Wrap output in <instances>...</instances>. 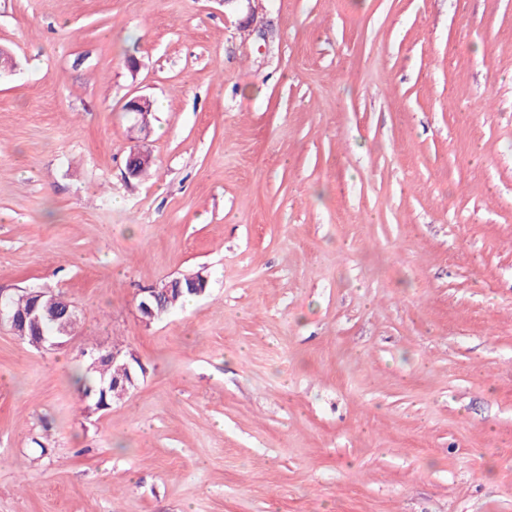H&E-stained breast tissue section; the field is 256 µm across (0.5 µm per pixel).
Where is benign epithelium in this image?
Wrapping results in <instances>:
<instances>
[{
    "instance_id": "benign-epithelium-1",
    "label": "benign epithelium",
    "mask_w": 512,
    "mask_h": 512,
    "mask_svg": "<svg viewBox=\"0 0 512 512\" xmlns=\"http://www.w3.org/2000/svg\"><path fill=\"white\" fill-rule=\"evenodd\" d=\"M124 110L139 115L140 123L144 125L146 116L151 111V104L144 97H134L125 103ZM152 162L149 152L139 149L132 151L127 161L129 175L137 176L139 168ZM184 284L201 294L204 292L203 285L207 284V278L201 273H196L146 289L142 292L138 305L139 311L144 314V320L150 322L161 316L165 308L158 305L160 297L168 295L173 288H180ZM28 293L32 299V306L29 313L21 318L10 314L9 298L0 294V326L6 325L15 335L23 337L28 334L27 327H38L41 319L48 318L56 325L55 335L45 336L35 331L28 334L30 343L38 349L60 348L69 343L79 323L75 305L64 296L44 288H30Z\"/></svg>"
}]
</instances>
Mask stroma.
<instances>
[{
    "instance_id": "35a3bbf8",
    "label": "stroma",
    "mask_w": 512,
    "mask_h": 512,
    "mask_svg": "<svg viewBox=\"0 0 512 512\" xmlns=\"http://www.w3.org/2000/svg\"><path fill=\"white\" fill-rule=\"evenodd\" d=\"M0 46V291L80 312L0 327V512H512V0H0ZM90 348L145 368L101 411ZM184 284H186L191 290L197 289L196 293L201 294L204 292V288H206L207 278L202 273H196L186 275L183 278L169 280L153 288H147L142 292V297L138 305L139 311L144 314L143 319L151 322L161 316L166 308L157 305L160 297L162 295L167 296L174 287H177L176 289H180ZM200 284H203L202 288ZM190 289L184 288L180 291L173 290L165 299V305L167 308L171 309L179 300L195 295L190 291ZM26 291L31 298L27 292H22L14 295L11 301L14 313L22 316L29 312L21 318L10 314L9 297H3L0 293V326L7 325L15 335L26 339L23 336L26 335L27 325L39 327L41 319L48 318L51 321L44 320L41 324L45 336L41 332L32 331L30 343L38 349L64 347L73 339L79 323L75 305L61 294L44 288H30Z\"/></svg>"
}]
</instances>
